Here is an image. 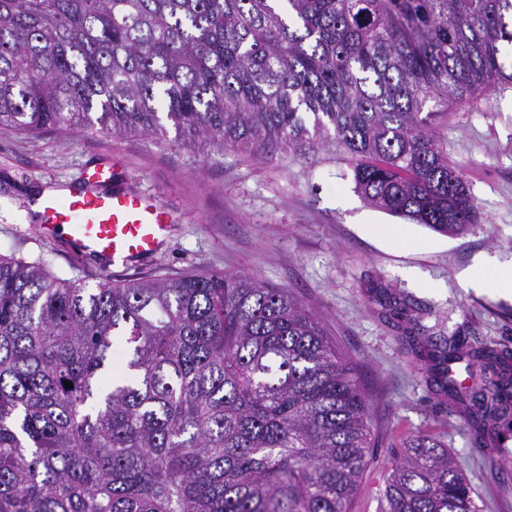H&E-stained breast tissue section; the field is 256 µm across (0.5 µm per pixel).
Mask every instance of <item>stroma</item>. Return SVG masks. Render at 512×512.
Returning a JSON list of instances; mask_svg holds the SVG:
<instances>
[{
  "label": "stroma",
  "mask_w": 512,
  "mask_h": 512,
  "mask_svg": "<svg viewBox=\"0 0 512 512\" xmlns=\"http://www.w3.org/2000/svg\"><path fill=\"white\" fill-rule=\"evenodd\" d=\"M436 130L476 198L478 222L460 238L365 204L331 149L267 161L80 125L0 130V252L46 256L52 272L91 287L220 271L289 290L355 361L370 400L378 446L353 512H378L393 445L419 434L447 445L485 512H512V465L475 446L432 387V361L408 344L426 326L512 347V300L463 285L480 257L489 277L512 273V84L451 106ZM102 166L113 188L151 196L169 212V233L151 257L112 265L39 233L32 197Z\"/></svg>",
  "instance_id": "35a3bbf8"
}]
</instances>
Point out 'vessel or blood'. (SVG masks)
Instances as JSON below:
<instances>
[{
	"instance_id": "vessel-or-blood-1",
	"label": "vessel or blood",
	"mask_w": 512,
	"mask_h": 512,
	"mask_svg": "<svg viewBox=\"0 0 512 512\" xmlns=\"http://www.w3.org/2000/svg\"><path fill=\"white\" fill-rule=\"evenodd\" d=\"M111 179V172L96 168L82 187H65L44 197L40 232L64 237L73 253L105 262L155 252L169 227L168 212L140 193L105 190Z\"/></svg>"
}]
</instances>
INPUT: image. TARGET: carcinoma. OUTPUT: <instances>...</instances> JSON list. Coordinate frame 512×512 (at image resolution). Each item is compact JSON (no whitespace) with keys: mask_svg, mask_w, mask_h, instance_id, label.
I'll use <instances>...</instances> for the list:
<instances>
[{"mask_svg":"<svg viewBox=\"0 0 512 512\" xmlns=\"http://www.w3.org/2000/svg\"><path fill=\"white\" fill-rule=\"evenodd\" d=\"M512 0H0V130L75 125L272 161L333 147L383 211L460 237L475 198L435 134L512 83ZM478 447L512 353L417 336ZM121 357V366L112 364ZM73 387H65V382ZM374 447L353 361L243 274L94 288L0 253V512H352ZM381 512H482L437 439L401 444Z\"/></svg>","mask_w":512,"mask_h":512,"instance_id":"obj_1","label":"carcinoma"}]
</instances>
